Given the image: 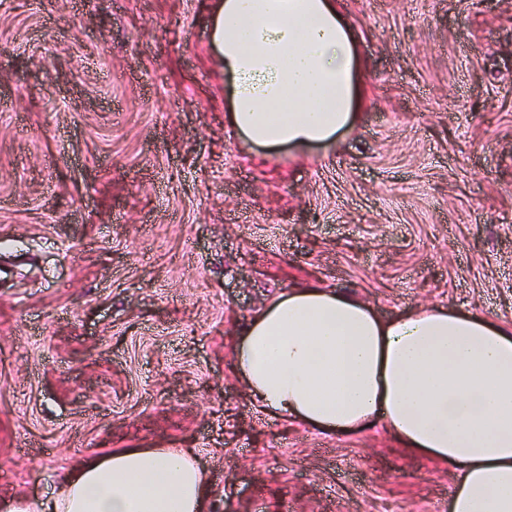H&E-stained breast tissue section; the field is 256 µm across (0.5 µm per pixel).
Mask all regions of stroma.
I'll return each mask as SVG.
<instances>
[{
    "instance_id": "1",
    "label": "stroma",
    "mask_w": 512,
    "mask_h": 512,
    "mask_svg": "<svg viewBox=\"0 0 512 512\" xmlns=\"http://www.w3.org/2000/svg\"><path fill=\"white\" fill-rule=\"evenodd\" d=\"M214 2L0 0V504L192 448L217 512H448L447 469L262 411L232 346L308 280L512 323V0H340L361 118L274 155L226 122Z\"/></svg>"
}]
</instances>
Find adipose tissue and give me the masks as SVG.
Masks as SVG:
<instances>
[{
  "label": "adipose tissue",
  "mask_w": 512,
  "mask_h": 512,
  "mask_svg": "<svg viewBox=\"0 0 512 512\" xmlns=\"http://www.w3.org/2000/svg\"><path fill=\"white\" fill-rule=\"evenodd\" d=\"M212 47L227 119L271 151L336 142L359 119V39L336 0H217ZM269 414L331 432L374 421L455 476L448 512H512V325L443 306L382 319L312 284L273 296L233 347ZM190 448H117L79 461L48 503L5 512H210Z\"/></svg>",
  "instance_id": "adipose-tissue-1"
}]
</instances>
